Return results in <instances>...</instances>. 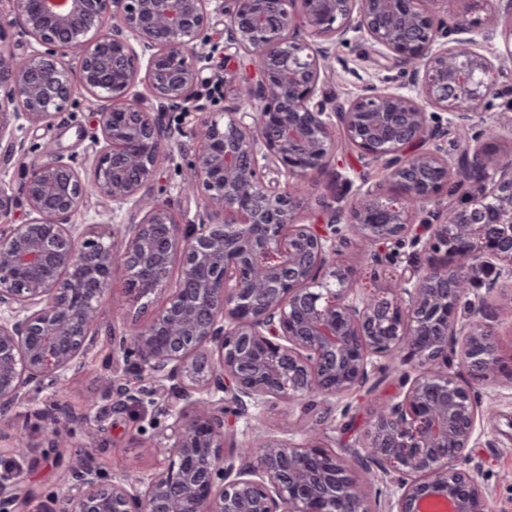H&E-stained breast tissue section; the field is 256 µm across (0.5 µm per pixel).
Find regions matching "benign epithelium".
<instances>
[{"instance_id": "obj_1", "label": "benign epithelium", "mask_w": 512, "mask_h": 512, "mask_svg": "<svg viewBox=\"0 0 512 512\" xmlns=\"http://www.w3.org/2000/svg\"><path fill=\"white\" fill-rule=\"evenodd\" d=\"M106 2L11 0L0 17L5 151H25L17 121L49 122L76 90L100 102L90 172L47 143L18 189L0 183V219L27 209L0 229V426L80 369L122 268L136 298L169 295L131 331H110L102 389L113 412L142 403L133 369L178 398L151 400L165 424L142 439L167 464L136 483L79 456L67 512H370L373 477L397 482L389 512H487L481 467L466 462L483 416L473 382L500 355L474 289L512 288V151H493L504 125L481 112L512 60V46L497 64L480 52L495 30L476 13L492 0H468L466 14L448 0H112L110 17ZM213 13L247 59L245 75L224 77L219 113L198 93L217 51ZM15 26L38 48L4 41ZM352 32L410 71L413 89L368 81L336 104L324 85ZM191 107L201 115L180 191L203 190L204 212L185 223L156 174L172 160L167 115ZM338 133L395 191L369 186L316 215L306 184L336 171ZM449 188L461 203L442 207ZM92 197L141 218L70 223ZM404 244L426 262L364 282V257L391 264L389 247ZM457 355L473 382L452 370ZM379 370L399 373V390L361 435L366 477L313 427L287 438L250 423L273 400L328 407ZM226 400L248 420L240 440ZM67 420L49 429L51 447H70ZM9 438L28 453L23 430Z\"/></svg>"}]
</instances>
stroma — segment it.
<instances>
[{
  "label": "stroma",
  "instance_id": "35a3bbf8",
  "mask_svg": "<svg viewBox=\"0 0 512 512\" xmlns=\"http://www.w3.org/2000/svg\"><path fill=\"white\" fill-rule=\"evenodd\" d=\"M211 34L218 50L214 67L207 71V81L201 86L200 92L202 103L209 111L217 112L224 105V72L241 68L243 58L235 49L224 46L223 16L213 17ZM338 54L336 71L327 86L337 102L352 98L359 85L366 81L376 83L386 79L393 85H405L410 80L402 66L377 57L370 43L360 34H351L349 44L340 48ZM97 108L98 103L94 98L78 93L52 123H22L17 135L24 140L27 150L9 157L0 152V180L18 185L35 150L51 141L62 147L65 153L93 160L96 147L83 130L90 126ZM197 118L194 112L171 114L170 122L176 131L172 142L176 161L163 165L157 173V181L164 187L165 196L175 211L186 214L190 219L199 211L202 200L198 197L187 200L181 196L183 173L176 162L190 156L194 149V143L186 132L196 124ZM342 160L340 176L328 174L311 185L312 198L321 197L333 204L346 189L355 190L365 183L386 186V171L382 166H364L357 154L350 151L344 153ZM125 279L123 270L114 271L112 284L115 302L105 305L102 314L106 330L114 326L129 327L145 314L140 303L124 299ZM493 331L501 346V369L494 380L479 387L485 412L470 450V462L483 469V482L491 512H512V317L497 318ZM110 353L107 337H100L97 345L85 357L82 367L70 375L63 390L46 389L33 405L16 417V425L25 429L31 437L32 448L28 457L9 455L8 440L0 441V464L10 469L7 484L22 485L28 492L25 512H37L38 506L45 502L50 504L54 512H63L62 493L67 486L69 465L75 456L88 458L103 474L121 473L133 480L145 479L162 466L163 455L139 447L142 435L153 433L154 428L134 410L106 415L103 419L105 432L100 444L94 448L85 446L83 426L74 425L70 447L58 449L55 461L47 463L43 460L47 450L46 427L51 415L61 408L77 415L88 412L91 402L100 398V378ZM397 387V375L378 374L359 391L337 399L331 408L318 405L306 410L295 403L279 402L264 408L261 422L278 436L294 432L308 421L319 424L328 444L348 457L358 447L371 405L390 398Z\"/></svg>",
  "mask_w": 512,
  "mask_h": 512
}]
</instances>
